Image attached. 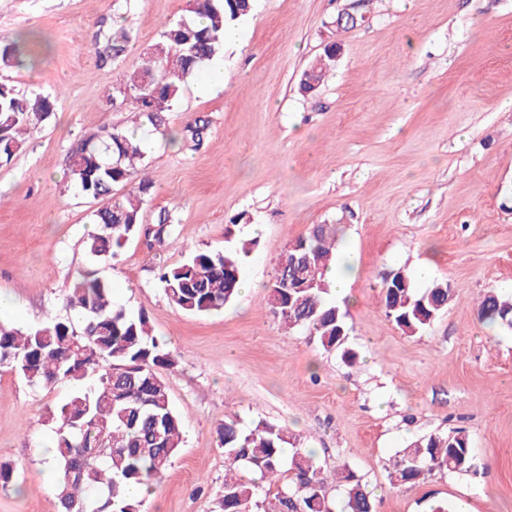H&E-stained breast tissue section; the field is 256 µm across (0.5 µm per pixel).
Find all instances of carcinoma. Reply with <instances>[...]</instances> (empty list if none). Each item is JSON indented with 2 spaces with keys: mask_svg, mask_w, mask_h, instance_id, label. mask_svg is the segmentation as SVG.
<instances>
[{
  "mask_svg": "<svg viewBox=\"0 0 512 512\" xmlns=\"http://www.w3.org/2000/svg\"><path fill=\"white\" fill-rule=\"evenodd\" d=\"M253 0H191L189 15L164 25L161 40L142 63L123 76L120 104L143 116L155 130L168 128L166 114L174 110L181 88L217 54L228 25L249 15ZM129 39L124 28L108 37L112 54L100 61L118 60ZM336 62V44L324 49L319 61L305 70L300 88L310 94L324 82ZM54 109L50 96L27 95L0 83V164L8 163L22 148L31 126L47 119ZM210 122L199 117L181 132L183 141L200 144ZM143 160L141 146L114 127L101 144L85 142L69 157V180L95 200H108L94 214L96 230L85 241L86 252L98 259H116L126 243L141 230V214L152 188L142 177L119 199L118 185H127ZM155 244L176 243L171 214L162 210L149 228ZM302 250L285 251L275 273L300 265L306 287L293 295L268 294L282 325L305 328L321 346L341 354L353 366L358 354L340 343L338 330L347 328L339 307L328 298L327 270L337 263L336 231L328 224L313 226L297 240ZM253 243L234 250L201 248L176 266L158 262L164 293L175 307L191 314L220 310L240 294L244 259ZM393 290L382 285L385 315L406 335L430 327L448 306V285L436 282L418 289L411 277ZM66 306L79 319L53 317L36 328L0 321V366L17 371L33 386L70 381L75 391L48 419L56 425L52 463L57 472L55 494L61 512H143L144 501L128 496L132 484L154 483L171 465L183 446L180 416L175 411L160 368L173 366L170 352L151 334L143 311L130 312L114 304L112 286L98 277L77 279ZM480 319L490 325L512 326V295L490 290L479 302ZM219 446L227 466L221 512H264L274 504L280 512H332L326 496L327 479L315 454L283 448L292 444L288 430L259 422L252 429L228 419L217 427ZM255 473L260 479L287 481L276 492L259 494V485L238 474ZM478 462L469 438L429 435L398 452L389 472L399 484H415L435 471L475 473ZM345 489L344 512H373L372 494L360 479L346 471L340 476Z\"/></svg>",
  "mask_w": 512,
  "mask_h": 512,
  "instance_id": "1",
  "label": "carcinoma"
}]
</instances>
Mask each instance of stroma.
Listing matches in <instances>:
<instances>
[{
    "mask_svg": "<svg viewBox=\"0 0 512 512\" xmlns=\"http://www.w3.org/2000/svg\"><path fill=\"white\" fill-rule=\"evenodd\" d=\"M189 0H0V44L26 38L29 67L0 68L18 90L51 95L55 109L0 165V296L15 322L68 317L72 283L111 282L115 304L145 311L152 336L175 359L161 369L184 427V445L154 484L147 512H216L224 493L217 425L266 421L300 438L328 475L353 470L375 512H512V329L480 320L478 299L512 289V0H255L225 43L223 86L188 80L169 126L210 121L199 147L168 144L112 100L165 23ZM356 15L340 31L341 12ZM129 40L101 63L110 31ZM337 43L340 54L314 94L303 72ZM140 128L152 183L142 225L169 210L175 266L195 248L254 240L243 268L254 290L223 310L195 315L171 306L146 235L113 261L84 242L98 203L71 187L69 157L110 127ZM260 232H252V225ZM338 229V255L356 268L341 305L355 366L288 329L266 302L275 264L313 225ZM448 284L447 308L424 332L405 335L384 314L381 276ZM73 385L35 388L0 367V512H58L44 484L48 411ZM462 430L479 474L435 472L391 484L388 469L411 442Z\"/></svg>",
    "mask_w": 512,
    "mask_h": 512,
    "instance_id": "obj_1",
    "label": "stroma"
}]
</instances>
